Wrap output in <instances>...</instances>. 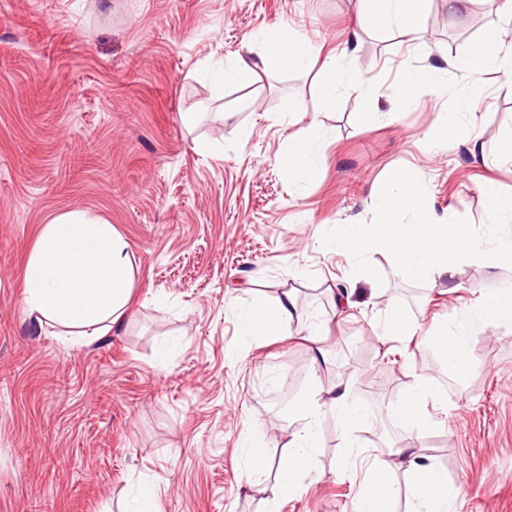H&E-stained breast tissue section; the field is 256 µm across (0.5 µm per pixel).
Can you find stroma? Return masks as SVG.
<instances>
[{
    "label": "stroma",
    "mask_w": 512,
    "mask_h": 512,
    "mask_svg": "<svg viewBox=\"0 0 512 512\" xmlns=\"http://www.w3.org/2000/svg\"><path fill=\"white\" fill-rule=\"evenodd\" d=\"M355 11V0H0V512H123L142 483L159 512H353L364 471L341 469L348 444L391 463L409 441L446 474L449 512H512V325L474 326L462 375L433 339L381 333L392 309L424 330L475 317L512 266L464 263L453 280L416 283L388 253L370 254L374 278L318 246L328 230L371 221L372 192L411 164L430 176L437 212L485 227L479 183L512 192L502 76L477 88L478 159L463 143L429 150L447 97L402 104L393 84L432 65L458 85L448 62L487 22L512 42V0H430L415 50L396 33L357 30ZM280 22L340 49L337 66L361 82L325 103L314 68L212 84ZM292 100L327 130L321 178L305 187L276 162L303 127ZM369 110L396 118L369 126ZM74 210L112 224L136 271L127 319L85 345L28 319L23 294L42 225ZM249 290L293 297L289 335H241L235 308ZM420 378L435 393L424 408L434 426L413 440L391 409ZM335 383L367 423L346 434L326 420L301 490L273 498L301 427L290 403ZM257 429L269 450L258 486L242 452Z\"/></svg>",
    "instance_id": "35a3bbf8"
}]
</instances>
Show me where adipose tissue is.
<instances>
[{"mask_svg": "<svg viewBox=\"0 0 512 512\" xmlns=\"http://www.w3.org/2000/svg\"><path fill=\"white\" fill-rule=\"evenodd\" d=\"M358 27L378 31H395L411 46L422 42L429 0H358ZM263 47L257 61L245 56L225 65L215 75L217 84L242 83L257 70L288 73L319 67V91L330 100L355 79L336 65L335 54L324 53L297 29L281 24L255 37ZM464 71L470 82L480 81L483 74H505L504 86L512 91V43H506L496 23H489L483 36L466 53L451 62ZM435 66H420L404 73L394 86L397 101L407 102L429 94L448 96L452 108L445 113L437 135L438 142L448 143L449 133L457 131L464 117L474 108L468 86L450 87L439 79ZM324 129L317 116H310L300 136L279 154L277 163L289 179L298 185L319 180L322 154L319 144ZM135 286L131 248L111 224L96 215L72 211L61 214L43 225L29 256L24 277V303L28 318L60 327L76 345L91 337L109 332L128 315V300ZM291 297L269 303L255 295L240 304L236 314L238 327L245 336H281L293 316ZM472 329L461 323L454 328L436 325L432 334L440 346L449 370L462 373L471 364ZM433 396L425 380L417 383L392 410L393 416L414 435H422L433 426L423 414L424 404ZM301 428L291 443L292 450L279 466L273 496L297 492L312 469L311 452L319 445L325 419H334L342 431H350L367 417L364 407L354 398L347 385L338 383L329 389L307 392L291 408ZM396 456L413 481V512H448L452 491L446 475L418 460L412 446L396 449ZM395 496L394 469L386 462L374 461L365 469V481L355 503V512H391Z\"/></svg>", "mask_w": 512, "mask_h": 512, "instance_id": "1", "label": "adipose tissue"}]
</instances>
